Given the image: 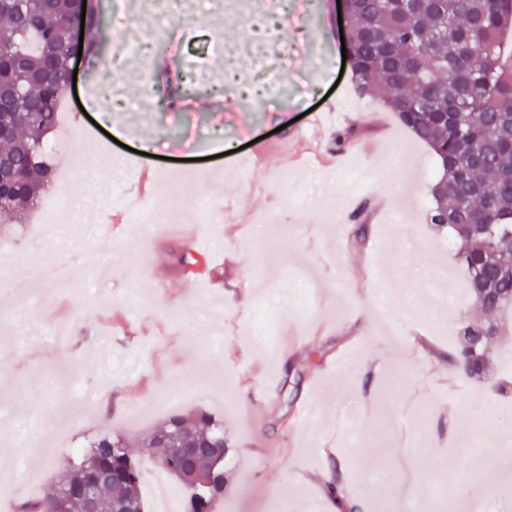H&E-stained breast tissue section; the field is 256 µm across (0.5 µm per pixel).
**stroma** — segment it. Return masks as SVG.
<instances>
[{"label": "stroma", "instance_id": "obj_1", "mask_svg": "<svg viewBox=\"0 0 512 512\" xmlns=\"http://www.w3.org/2000/svg\"><path fill=\"white\" fill-rule=\"evenodd\" d=\"M95 2L106 42L126 22L149 49L130 52L114 71V91L128 106L108 114L91 111L97 82L84 61L75 64L79 103L67 114L70 145L56 154V167L70 172L87 156L96 163L47 192L51 199L66 196L70 206L63 244L52 254L69 264L72 293L49 311L0 299V326L17 341L13 364L0 366V394L27 408L23 420L0 416V478L18 490L0 500V512H18L33 496L31 484L55 481L73 461L68 447L85 436L112 432L136 445L172 413L201 408L224 421V496L215 512H273L283 492L288 512H333L326 486L335 464L348 458L354 491H365L371 503L386 496L426 504L451 482L461 495L490 486L512 490V469L489 474L478 460L462 461L454 430L455 422L464 423L469 437L487 441L491 456L512 435V393L495 389L512 378V307L498 318L488 377L459 374L455 386L442 385L455 323L475 309L466 297L467 275L446 248V228L427 220L431 181L424 172L435 156L380 101L357 97L350 73L341 70L337 0H296L288 13L287 65L269 59L271 80L261 97L227 110L210 90L222 85L225 72L244 81L263 66L257 48L267 37L247 22L265 14L267 0H183L177 8L170 0H136L137 9L118 19L114 0ZM173 25L196 37L178 65L194 74L198 107L161 112L143 82L160 71L163 36ZM317 123L335 163L299 137ZM118 126V143L108 144V131ZM348 128L351 140L337 147V131ZM261 136L294 151V163L284 166L274 152L252 158L249 144ZM144 140L154 142L152 164L159 169L145 207L166 212L171 185L182 188L186 223L201 201L237 205L234 234L204 229L196 242L222 264V294L202 277L191 293L158 292L159 283L179 275L171 250L184 238L174 224L157 225L150 240L129 223L113 240L93 234L94 201L105 195L122 209L131 173L122 154ZM227 142L233 154H225ZM395 149L406 160L401 180L389 173ZM242 169L250 176L245 188L237 182ZM332 201L345 222L325 223ZM358 211L368 227L361 242L351 218ZM267 212L276 213L275 225L258 223ZM394 214L410 222V250L388 235ZM39 226L31 209L6 215L0 240L11 247L0 251V277L34 287L43 251L31 237ZM453 293L462 294V303L449 302ZM385 296L395 300L387 320L378 314ZM64 319L76 323L71 356L61 355L53 340ZM290 368L302 380L288 406L280 388ZM174 380L196 390L175 411L159 403ZM70 382L104 388L111 416L77 408L55 456L19 464L20 433L29 432L36 444L45 438L27 418L46 415L59 384ZM247 399L264 407L258 427L239 406ZM348 430L367 454L347 446Z\"/></svg>", "mask_w": 512, "mask_h": 512}]
</instances>
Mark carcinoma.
<instances>
[{
	"instance_id": "cac0c4a2",
	"label": "carcinoma",
	"mask_w": 512,
	"mask_h": 512,
	"mask_svg": "<svg viewBox=\"0 0 512 512\" xmlns=\"http://www.w3.org/2000/svg\"><path fill=\"white\" fill-rule=\"evenodd\" d=\"M102 17L83 0H53L44 12L38 0H0V73L17 87L11 132L0 154L15 179L0 214L32 208L52 185L54 168L42 157L44 138L57 132V108L66 94L71 61L78 51L100 57L95 34ZM84 28L83 43L76 31ZM512 27V0H346L345 48L355 90L376 98L428 145L441 161L431 187L430 223L446 224L455 236L456 258L466 270L470 297L482 312L467 317L448 351V371L480 377L487 366V340L498 333V314L512 306V54L501 50L500 34ZM191 76L177 84L155 79L154 95L165 110L190 96ZM181 271L200 265L193 248L174 252ZM160 429L207 438L224 460V423L202 410L176 416ZM126 439L105 433L94 441L103 476L99 512L143 506L142 455L116 451ZM176 476L190 466L161 453L154 457ZM185 512H212L224 496V465L194 486L180 481ZM57 487L24 502L19 512H56Z\"/></svg>"
}]
</instances>
